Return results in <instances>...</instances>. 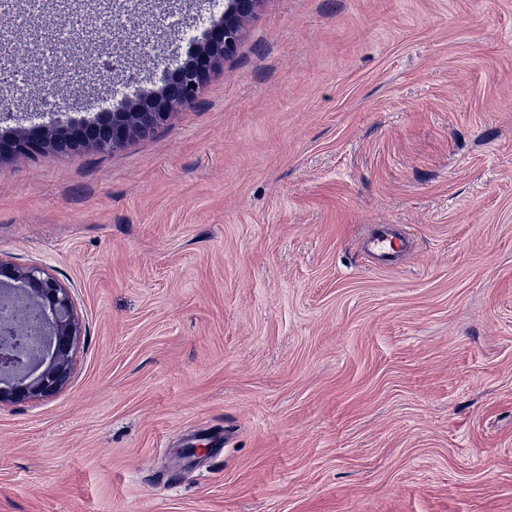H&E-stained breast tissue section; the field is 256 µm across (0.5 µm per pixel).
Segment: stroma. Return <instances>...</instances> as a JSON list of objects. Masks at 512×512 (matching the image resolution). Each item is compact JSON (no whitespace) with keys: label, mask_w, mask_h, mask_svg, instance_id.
Returning <instances> with one entry per match:
<instances>
[{"label":"stroma","mask_w":512,"mask_h":512,"mask_svg":"<svg viewBox=\"0 0 512 512\" xmlns=\"http://www.w3.org/2000/svg\"><path fill=\"white\" fill-rule=\"evenodd\" d=\"M123 2L57 115L160 88L202 29ZM1 95L11 129L45 109ZM0 258L84 327L65 389L0 408V512H512V0H258L153 135L0 161ZM369 247L373 252H380L383 260L389 262L395 254L405 247V243L393 237L385 228H382L377 237L370 239Z\"/></svg>","instance_id":"35a3bbf8"}]
</instances>
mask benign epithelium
<instances>
[{
  "label": "benign epithelium",
  "mask_w": 512,
  "mask_h": 512,
  "mask_svg": "<svg viewBox=\"0 0 512 512\" xmlns=\"http://www.w3.org/2000/svg\"><path fill=\"white\" fill-rule=\"evenodd\" d=\"M258 0H225L224 14L212 20L205 38L162 87L121 112L104 111L93 120L57 119L50 125L8 129L0 135V159L34 156L54 150L62 139L82 147L110 151L156 127L179 108L192 103L219 62L230 56L240 38V20ZM94 128H103L101 139ZM0 407L49 398L60 392L73 373L82 336L71 288L40 265H18L0 258Z\"/></svg>",
  "instance_id": "obj_1"
}]
</instances>
